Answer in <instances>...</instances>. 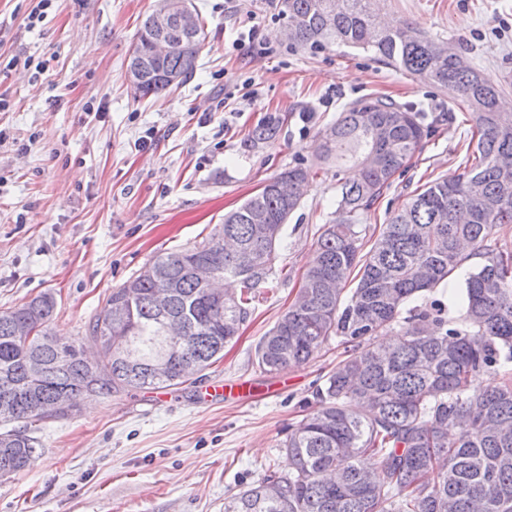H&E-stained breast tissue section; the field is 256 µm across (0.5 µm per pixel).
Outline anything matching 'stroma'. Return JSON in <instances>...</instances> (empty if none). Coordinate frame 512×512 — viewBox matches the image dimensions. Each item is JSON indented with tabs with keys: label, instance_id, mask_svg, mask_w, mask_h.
I'll use <instances>...</instances> for the list:
<instances>
[{
	"label": "stroma",
	"instance_id": "obj_1",
	"mask_svg": "<svg viewBox=\"0 0 512 512\" xmlns=\"http://www.w3.org/2000/svg\"><path fill=\"white\" fill-rule=\"evenodd\" d=\"M207 37L183 85L135 96L131 51L157 0H54L28 27L30 0H0V56L44 62L0 65V313L43 292L56 298L55 335L84 336L112 288L156 256L202 241L224 214L280 172L304 164L307 192L288 219L272 281L236 344L201 381L82 403L72 417L33 423L43 446L30 467L0 478V512H224V501L257 485L268 466L284 472L280 443L315 384L341 358L325 346L307 364L264 373L255 347L295 298L321 228L336 209L338 182L357 168H319L317 147L339 112L380 95L439 117L434 135L395 175L364 226L375 240L391 213L434 179L454 178L474 149L467 112L446 90L345 47L302 48L284 35L281 0H193ZM383 22L414 27L461 51L512 99V0H379ZM255 28L268 51L236 46ZM278 121L276 139L249 140ZM153 130V143L136 139ZM250 382L243 403L201 399L214 380ZM282 382L275 396L263 389Z\"/></svg>",
	"mask_w": 512,
	"mask_h": 512
}]
</instances>
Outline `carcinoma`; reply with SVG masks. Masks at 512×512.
<instances>
[{"label": "carcinoma", "mask_w": 512, "mask_h": 512, "mask_svg": "<svg viewBox=\"0 0 512 512\" xmlns=\"http://www.w3.org/2000/svg\"><path fill=\"white\" fill-rule=\"evenodd\" d=\"M281 12L295 44L361 48L453 93L470 115L475 163L411 197L365 252L359 224L435 123L413 107L362 97L325 131L318 163L357 164L361 178L340 186L336 219L324 225L293 303L261 337L255 357L265 372L279 373L310 361L334 338L345 358L315 387L306 414L288 425L282 448L291 470L271 472L224 512H512V250L493 237L496 227L512 224L505 94L447 44L410 27H381L371 0H281ZM155 18L142 21L140 58L149 57ZM170 36L172 52L136 90L142 97L170 88L169 72L190 78L205 22L197 36L175 29ZM277 134L270 121L251 138L267 143ZM309 175L300 163L281 172L225 213L209 238L158 256L112 289L78 343L50 334L51 293L0 313V384L17 388L8 405L0 403V421H42L62 394L72 410L53 418L65 419L91 392L178 386L223 358L251 317L257 288L273 275ZM281 180L292 185L286 196L274 190ZM464 243L483 263L466 274L460 295L430 296L461 265ZM199 261L239 289L220 292L196 278ZM351 278L356 286L346 298ZM172 321L180 327L177 347L168 341ZM20 324L36 330L31 341L17 336ZM395 325L400 342H373ZM483 373L504 382L473 388ZM41 452L21 429L0 432V478Z\"/></svg>", "instance_id": "1"}]
</instances>
